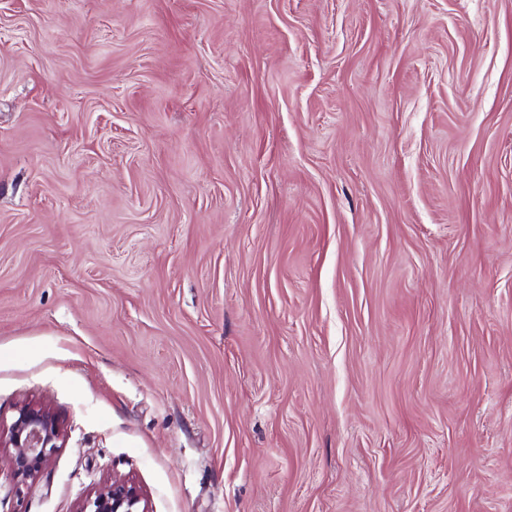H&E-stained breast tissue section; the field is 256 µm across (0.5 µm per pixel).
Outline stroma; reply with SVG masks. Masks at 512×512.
<instances>
[{
	"instance_id": "obj_1",
	"label": "stroma",
	"mask_w": 512,
	"mask_h": 512,
	"mask_svg": "<svg viewBox=\"0 0 512 512\" xmlns=\"http://www.w3.org/2000/svg\"><path fill=\"white\" fill-rule=\"evenodd\" d=\"M0 512H512V0H0ZM8 439L0 447L11 448L10 464L16 490L34 481L46 468L52 456L63 445V434L55 417L42 407L24 405L7 430ZM75 512H149L139 487L132 481L103 483L82 500Z\"/></svg>"
}]
</instances>
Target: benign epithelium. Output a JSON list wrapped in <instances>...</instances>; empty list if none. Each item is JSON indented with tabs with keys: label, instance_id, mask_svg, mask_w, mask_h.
Returning a JSON list of instances; mask_svg holds the SVG:
<instances>
[{
	"label": "benign epithelium",
	"instance_id": "benign-epithelium-1",
	"mask_svg": "<svg viewBox=\"0 0 512 512\" xmlns=\"http://www.w3.org/2000/svg\"><path fill=\"white\" fill-rule=\"evenodd\" d=\"M0 447L9 449L16 487L39 477L52 456L63 445V434L55 417L42 407L24 405L7 430ZM76 512H149L139 487L132 481L103 483L82 500Z\"/></svg>",
	"mask_w": 512,
	"mask_h": 512
}]
</instances>
